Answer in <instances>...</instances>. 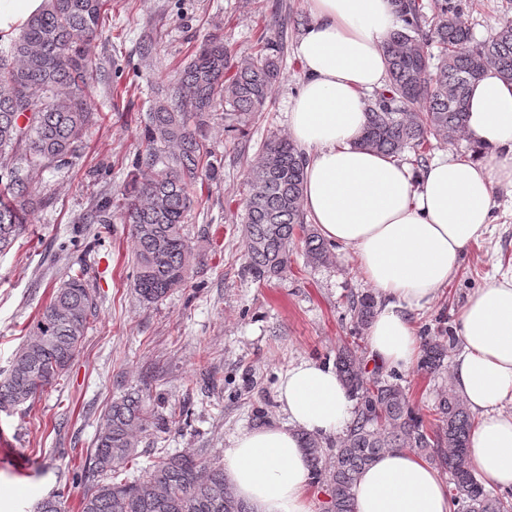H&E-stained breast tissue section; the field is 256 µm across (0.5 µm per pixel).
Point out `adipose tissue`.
<instances>
[{"mask_svg":"<svg viewBox=\"0 0 512 512\" xmlns=\"http://www.w3.org/2000/svg\"><path fill=\"white\" fill-rule=\"evenodd\" d=\"M310 16L296 48L303 76L288 131L304 157L303 209L321 235L350 247L377 309L370 353L411 370L419 356L413 313L428 309L487 231L495 191L512 190V83L495 69L471 85L465 135L487 162L441 158L411 171L358 145L366 93L387 79L384 43L397 0H305ZM461 349L451 385L477 421L470 461L489 485L512 489V270L473 291L458 314ZM284 421L238 433L224 474L251 512H315L312 468L299 435L339 434L353 401L332 366L292 362L279 380ZM355 512H451L439 471L409 450L387 451L359 477Z\"/></svg>","mask_w":512,"mask_h":512,"instance_id":"obj_1","label":"adipose tissue"}]
</instances>
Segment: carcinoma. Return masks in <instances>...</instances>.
I'll list each match as a JSON object with an SVG mask.
<instances>
[{
  "label": "carcinoma",
  "mask_w": 512,
  "mask_h": 512,
  "mask_svg": "<svg viewBox=\"0 0 512 512\" xmlns=\"http://www.w3.org/2000/svg\"><path fill=\"white\" fill-rule=\"evenodd\" d=\"M109 0H45L9 41L0 44V251L25 230L44 203L35 189L39 174L75 165L97 113L87 75L91 41ZM402 25L385 44L386 89L367 106L362 147L395 158L422 152L430 138L453 140L463 133L470 86L494 67L512 82V21L477 42L461 19L458 0H399ZM437 46L438 54L430 51ZM286 45L265 35L259 49L237 57L217 28L195 47L173 86L154 99L133 160V178L116 196L102 195L83 223L129 225L135 242L132 290L151 307L183 285L199 264L186 224L193 218V190L223 179V166L206 144L217 107L225 118L245 122L264 111L282 75ZM242 202L246 271L256 281L279 278L290 251L302 244L312 264L329 260L327 243L306 222L302 206L301 153L286 136L264 141L248 165ZM357 322L369 324L375 311L370 293L352 297ZM99 303L85 270L69 274L39 312L8 368L0 372V411L13 413L57 384L79 353L96 321ZM454 338H424L420 369L442 373ZM336 372L357 400V411L340 440L327 443L301 435L315 478L328 492L326 512H355L360 474L384 450L412 448L445 467L453 484L455 512H509L512 508L486 490L469 458L473 426L467 404L442 396L435 427L427 429L397 382L367 383L356 350L343 346ZM155 422L146 395L131 389L112 401L106 424L96 436L88 469L100 480L84 492L80 512H250L234 493L224 467L190 453L156 457L138 479L122 477L133 463L140 439ZM36 512H64L62 497L51 493Z\"/></svg>",
  "instance_id": "cac0c4a2"
}]
</instances>
